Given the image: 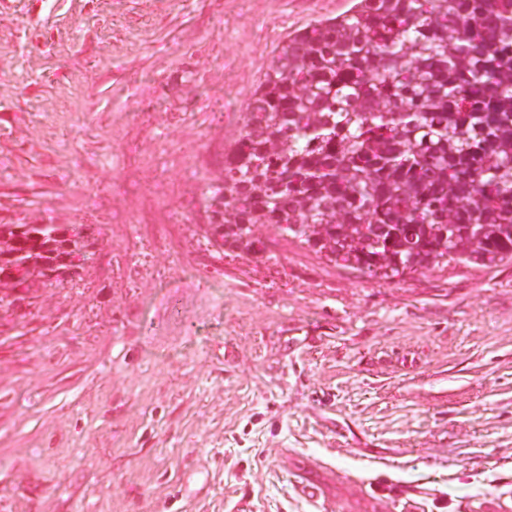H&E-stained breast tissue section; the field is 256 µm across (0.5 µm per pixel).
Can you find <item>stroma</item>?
Masks as SVG:
<instances>
[{
	"mask_svg": "<svg viewBox=\"0 0 512 512\" xmlns=\"http://www.w3.org/2000/svg\"><path fill=\"white\" fill-rule=\"evenodd\" d=\"M350 0H0V224H80L0 307V512H501L512 265L379 283L254 230L210 244L254 89ZM300 493L323 511L334 510L336 506V503L331 502L325 496L322 484L317 476L305 478L300 483Z\"/></svg>",
	"mask_w": 512,
	"mask_h": 512,
	"instance_id": "1",
	"label": "stroma"
}]
</instances>
